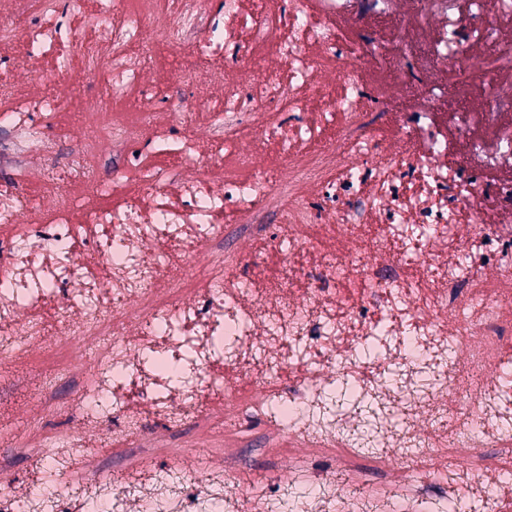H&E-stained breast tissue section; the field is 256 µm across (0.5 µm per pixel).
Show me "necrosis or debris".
I'll use <instances>...</instances> for the list:
<instances>
[{"label": "necrosis or debris", "instance_id": "1", "mask_svg": "<svg viewBox=\"0 0 512 512\" xmlns=\"http://www.w3.org/2000/svg\"><path fill=\"white\" fill-rule=\"evenodd\" d=\"M94 4L103 38L47 24L58 0L0 17V51L54 57L70 87L25 91L19 68L0 70V359L38 374L45 412L122 416L131 448L151 416L181 427L220 401L224 421L173 448L171 482L1 485L0 512H137L147 492L167 512H222L248 417L275 422L270 463L288 447L357 455L360 408L330 410L342 389L373 405L388 483L447 479L450 498L489 512L474 451L512 447V0H224L211 21L204 0ZM160 42L194 58L171 80L196 99L166 126L140 84ZM388 63L430 79L375 88L367 72ZM242 112L280 148L275 170L243 146ZM149 149L188 171L175 191ZM34 153L46 168L32 190L15 172ZM228 206L246 247L282 262L220 294L209 282L234 278L246 248L222 246ZM14 401L0 381V435L39 433L44 464L66 470L80 435L20 419Z\"/></svg>", "mask_w": 512, "mask_h": 512}]
</instances>
